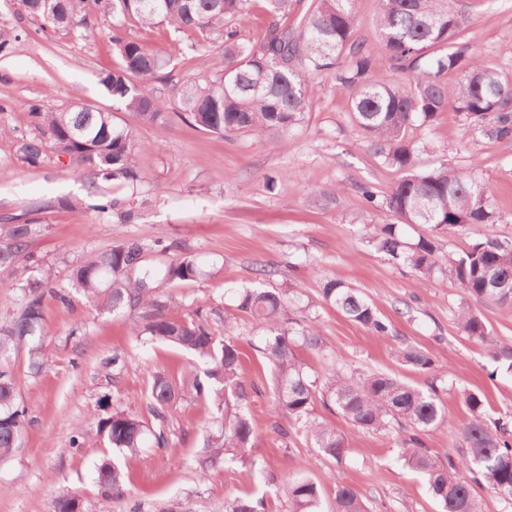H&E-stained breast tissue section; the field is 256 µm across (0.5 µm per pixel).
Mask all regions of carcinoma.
Masks as SVG:
<instances>
[{
    "mask_svg": "<svg viewBox=\"0 0 512 512\" xmlns=\"http://www.w3.org/2000/svg\"><path fill=\"white\" fill-rule=\"evenodd\" d=\"M266 2L274 14L293 12L292 22L274 23L260 40L244 43L234 21L250 11L252 0H51L49 9L46 0H22L44 31L77 27L88 31L99 17L112 15L110 42L118 63L104 71L99 82L113 103L143 123L164 122L171 109L186 124L221 136L248 131L284 136L306 122L315 78L336 71V80L349 93L354 128L384 163L404 172L381 201L397 223L366 227L369 242L409 265L421 281L438 274L449 276L477 302L512 304V248L493 234H485L484 240L450 261L439 255V237L468 224L490 228L496 223L483 184L471 171L443 165L417 170L419 147L410 136L416 127L433 125L452 100L469 124L499 141L512 140V73L488 65L461 41L467 17L452 10L448 0H380L375 26L391 68L383 72L356 36V0ZM158 22L205 36L197 48L198 70L176 85L170 109L152 84H168L165 69L171 53L153 50L127 35L130 25L150 27ZM214 47L224 50L220 73L206 67ZM452 72L463 73L454 84L447 81ZM25 107L32 130L20 138L18 150L29 165L40 162L49 143L72 167L95 180L132 187L140 182L137 143L129 128L114 121L113 113L77 97L61 108L45 100L30 101ZM412 224L428 229L415 243L405 241L399 231V226ZM37 225L35 218L0 224V269L17 268ZM147 249L141 240L130 239L92 253L72 268L71 280L100 311H139L134 328L141 339L186 351L198 357L204 369L200 374L188 371L178 385L161 371L151 372L148 417L114 410L95 427L79 428L71 443L78 446L79 438L93 435L112 449L134 453L150 437L154 447L165 448L173 430L171 408L178 398L189 396L211 402L222 420L220 434L207 439L196 458L199 471L204 473L223 459L252 468L258 460L252 451L256 432L248 401L255 386L243 380L239 337L227 317L220 336L206 317L169 313L167 300L157 292L158 282L193 281L201 275L202 263L186 254L162 269L145 266ZM25 288L21 310L0 325V459L20 448L25 413L10 367L12 353L28 348L32 367L39 369L45 296L66 301L46 279H28ZM321 293L328 305L350 320L379 337L389 336L373 302L358 290L329 280ZM292 306V298L274 289L258 287L239 294L238 309L268 331L254 348L273 370V413L279 418L274 431L282 440L301 431L325 456L342 459L343 432L312 414L319 397L363 430L385 431L395 424L405 430L400 456L422 477L440 512H482L478 487L512 502V430L509 423L488 418L480 394L462 393L470 412L469 422L459 432L462 455L455 462H443L429 454L424 441L428 433L452 424L436 387L419 389L385 373L353 375L341 367L318 387L294 347L299 342L318 350L321 336L315 326L295 316ZM457 323L512 369V345L498 343L472 307L458 309ZM396 357L418 369L434 367L426 351L409 344L401 345ZM97 482L112 495L124 496L117 466L102 464ZM320 498L319 486L308 477L288 482L291 512H319ZM77 508L83 503L75 495L61 496L53 504V512ZM224 512L258 509L251 499L238 496L225 503ZM331 512H368V507L355 488L338 481Z\"/></svg>",
    "mask_w": 512,
    "mask_h": 512,
    "instance_id": "1",
    "label": "carcinoma"
}]
</instances>
